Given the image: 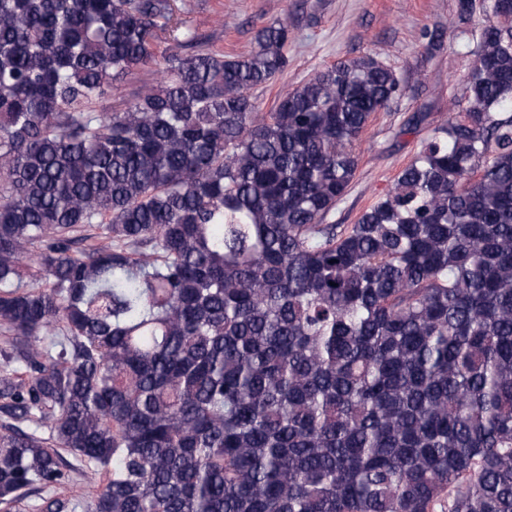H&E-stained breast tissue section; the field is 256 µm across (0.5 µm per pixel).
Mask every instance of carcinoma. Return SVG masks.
Wrapping results in <instances>:
<instances>
[{
	"label": "carcinoma",
	"instance_id": "carcinoma-1",
	"mask_svg": "<svg viewBox=\"0 0 512 512\" xmlns=\"http://www.w3.org/2000/svg\"><path fill=\"white\" fill-rule=\"evenodd\" d=\"M481 10L448 121L328 224L394 69L262 112L286 18L226 55L171 0H0V504L512 512V0ZM159 78L154 68H148L140 72L137 77L122 82L112 88V93L99 103V109L102 112L112 111V107L116 106L122 100H129L144 85L156 84Z\"/></svg>",
	"mask_w": 512,
	"mask_h": 512
}]
</instances>
